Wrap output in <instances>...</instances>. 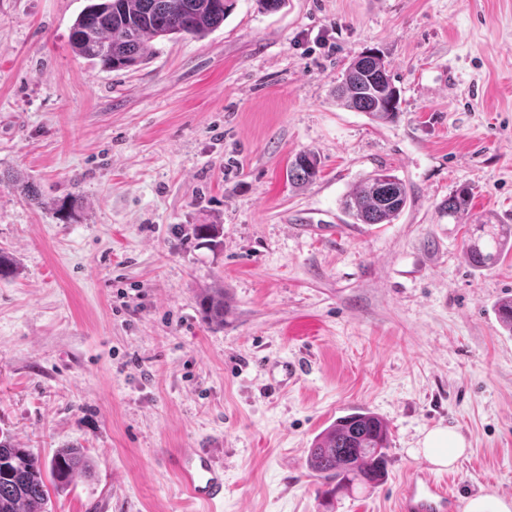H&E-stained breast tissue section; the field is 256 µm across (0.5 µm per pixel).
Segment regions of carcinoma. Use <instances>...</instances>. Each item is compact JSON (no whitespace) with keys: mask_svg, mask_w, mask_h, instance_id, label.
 Instances as JSON below:
<instances>
[{"mask_svg":"<svg viewBox=\"0 0 512 512\" xmlns=\"http://www.w3.org/2000/svg\"><path fill=\"white\" fill-rule=\"evenodd\" d=\"M235 0H95L77 16L70 29L72 51L103 70H122L140 64L156 38H200L224 23ZM398 92L379 55L363 53L349 64L336 87V103L368 114L377 123L393 121ZM319 173L317 156L301 152L288 165V181L313 182ZM13 187L29 201L42 204L37 185L10 177ZM404 182L385 170L361 180L341 199V208L355 224H391L406 207ZM469 193L462 189L442 202L448 216L458 220L467 211ZM223 226L197 224L195 235L208 245H220ZM487 242L470 237L465 246L468 261L490 269L501 254L512 249L511 224L476 225ZM205 321L224 326V289L209 288L199 300ZM389 429L370 412H355L336 419L308 448L307 467L324 480L334 497L352 490L354 484L377 486L387 474ZM90 472L89 461L79 448H61L46 463L11 438L0 437V512H46V482L61 488L76 474Z\"/></svg>","mask_w":512,"mask_h":512,"instance_id":"1","label":"carcinoma"}]
</instances>
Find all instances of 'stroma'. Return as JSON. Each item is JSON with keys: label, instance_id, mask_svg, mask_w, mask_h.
<instances>
[{"label": "stroma", "instance_id": "35a3bbf8", "mask_svg": "<svg viewBox=\"0 0 512 512\" xmlns=\"http://www.w3.org/2000/svg\"><path fill=\"white\" fill-rule=\"evenodd\" d=\"M88 0H0V432L90 475L48 512H394L416 448L457 430L461 500L512 499V251L487 270L464 243L512 225V0H236L197 39L154 40L104 71L75 55ZM399 91L389 123L340 107L356 56ZM320 173L289 183L296 154ZM386 169L409 190L391 224L342 197ZM468 188V213L439 208ZM220 224L213 248L193 237ZM224 289V326L201 289ZM302 371L269 384L284 362ZM357 410L389 427L388 474L325 509L313 439ZM191 448L224 465V502L190 499Z\"/></svg>", "mask_w": 512, "mask_h": 512}]
</instances>
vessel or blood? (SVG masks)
<instances>
[{
    "instance_id": "obj_1",
    "label": "vessel or blood",
    "mask_w": 512,
    "mask_h": 512,
    "mask_svg": "<svg viewBox=\"0 0 512 512\" xmlns=\"http://www.w3.org/2000/svg\"><path fill=\"white\" fill-rule=\"evenodd\" d=\"M177 472L187 495L216 505L224 500V468L205 448L184 453ZM459 499L428 467H420L408 481L398 512H458Z\"/></svg>"
}]
</instances>
